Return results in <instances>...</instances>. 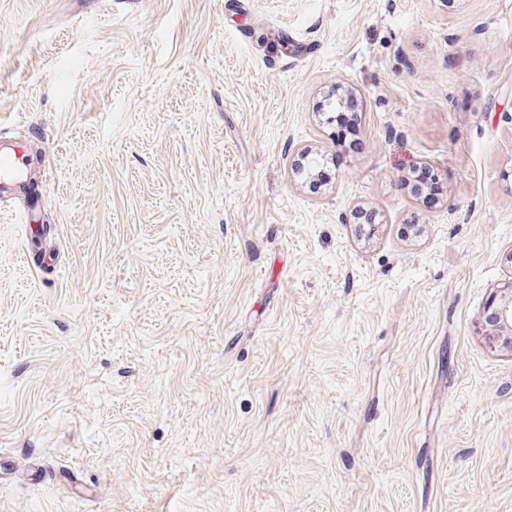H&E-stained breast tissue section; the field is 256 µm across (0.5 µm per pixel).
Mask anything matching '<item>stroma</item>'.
I'll list each match as a JSON object with an SVG mask.
<instances>
[{"label": "stroma", "mask_w": 512, "mask_h": 512, "mask_svg": "<svg viewBox=\"0 0 512 512\" xmlns=\"http://www.w3.org/2000/svg\"><path fill=\"white\" fill-rule=\"evenodd\" d=\"M0 141V512H512V0H0ZM26 170L23 154L15 150L0 152V184L3 187L17 185L24 181ZM483 322L486 335L492 344L512 354V276L495 288L484 309Z\"/></svg>", "instance_id": "35a3bbf8"}]
</instances>
